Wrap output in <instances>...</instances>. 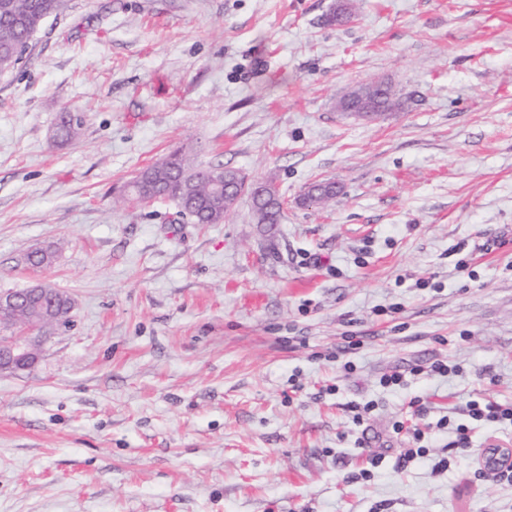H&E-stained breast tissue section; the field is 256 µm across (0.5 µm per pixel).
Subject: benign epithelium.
<instances>
[{"mask_svg": "<svg viewBox=\"0 0 512 512\" xmlns=\"http://www.w3.org/2000/svg\"><path fill=\"white\" fill-rule=\"evenodd\" d=\"M345 111L369 120L374 109L358 97L347 100ZM27 294L0 293V310L8 311L25 307L27 317L12 325L8 333L0 335V373H16L32 368L38 360V351L46 338L47 330L57 325V320L72 309L70 298L54 288L36 283L26 288Z\"/></svg>", "mask_w": 512, "mask_h": 512, "instance_id": "benign-epithelium-1", "label": "benign epithelium"}]
</instances>
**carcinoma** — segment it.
Masks as SVG:
<instances>
[{
  "label": "carcinoma",
  "mask_w": 512,
  "mask_h": 512,
  "mask_svg": "<svg viewBox=\"0 0 512 512\" xmlns=\"http://www.w3.org/2000/svg\"><path fill=\"white\" fill-rule=\"evenodd\" d=\"M356 0L344 3L326 17V23L341 25L351 19ZM69 0H0V75L12 72L29 50L34 37L47 21L62 14ZM356 92L375 103L380 112L395 107L390 89L383 91L370 85ZM80 118L73 116L59 123L56 136L64 141L76 137ZM223 175L235 183V195L217 196L214 177ZM272 193L269 201L260 203L252 197L251 187L239 171L228 167L201 166L194 162L191 149L183 146L137 174L129 184V196L137 201L170 200L197 224H219L238 197L251 196L254 218L258 224H279L283 206L272 180L264 181ZM317 203L326 205L336 198V184L318 182L310 187Z\"/></svg>",
  "instance_id": "carcinoma-1"
}]
</instances>
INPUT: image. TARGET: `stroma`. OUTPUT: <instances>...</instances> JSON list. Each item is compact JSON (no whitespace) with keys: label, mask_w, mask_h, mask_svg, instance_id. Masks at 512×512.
<instances>
[{"label":"stroma","mask_w":512,"mask_h":512,"mask_svg":"<svg viewBox=\"0 0 512 512\" xmlns=\"http://www.w3.org/2000/svg\"><path fill=\"white\" fill-rule=\"evenodd\" d=\"M335 5L70 0L0 77V291L73 302L36 365L0 375V512H512L479 465L512 427L465 409L512 401V0H358L341 26ZM374 79L398 109L337 110ZM185 144L275 178L282 223L244 197L194 224L124 196ZM438 359L459 373L410 376ZM397 420L424 434L404 467Z\"/></svg>","instance_id":"obj_1"}]
</instances>
